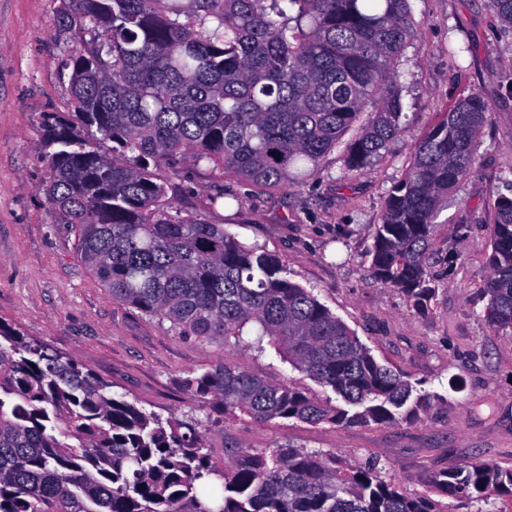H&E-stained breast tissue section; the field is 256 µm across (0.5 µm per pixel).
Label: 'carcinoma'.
<instances>
[{
  "mask_svg": "<svg viewBox=\"0 0 512 512\" xmlns=\"http://www.w3.org/2000/svg\"><path fill=\"white\" fill-rule=\"evenodd\" d=\"M73 111L44 125L43 187L55 223L112 299L181 336L276 357L331 390L332 404L234 362L186 379L224 419L387 425L431 407L382 364L274 254L172 209L166 181L187 157L257 188L317 172L347 132L345 178L400 130L394 63L412 36L409 0H62ZM375 111L364 113L365 104ZM487 107L462 99L415 145L368 252L385 287L423 312L440 207L474 171ZM94 127L86 137L78 127ZM112 142V153L99 141ZM484 320L512 335V197L494 202ZM512 497V469L442 470L431 494ZM377 460L293 445L238 448L218 469L191 420L162 419L76 362L0 323V512H447Z\"/></svg>",
  "mask_w": 512,
  "mask_h": 512,
  "instance_id": "carcinoma-1",
  "label": "carcinoma"
}]
</instances>
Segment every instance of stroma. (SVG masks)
Masks as SVG:
<instances>
[{"label":"stroma","mask_w":512,"mask_h":512,"mask_svg":"<svg viewBox=\"0 0 512 512\" xmlns=\"http://www.w3.org/2000/svg\"><path fill=\"white\" fill-rule=\"evenodd\" d=\"M409 6L415 35L394 65L401 131L360 178L344 180L339 148L309 180L277 190L186 161L166 198L281 258L293 281L313 290L380 363L407 372L418 392L434 395L427 414L382 426L228 421L220 403L186 387L190 373L227 360L258 375L270 369L266 360L219 340L180 336L170 322L113 300L80 261L74 235L54 223L42 191L50 168L38 142L47 117L70 110L68 78L56 62L63 49L60 0H0V322L73 359L146 411L198 420L219 468L229 449L289 443L339 452L355 464L378 457L411 494L429 491L430 475L441 469L473 461L511 468L512 335L484 321L480 290L490 276L485 248L493 202L512 184V28L491 0ZM473 93L488 119L473 174L437 218L428 270L438 293L416 313L375 280L367 251L417 141Z\"/></svg>","instance_id":"1"}]
</instances>
